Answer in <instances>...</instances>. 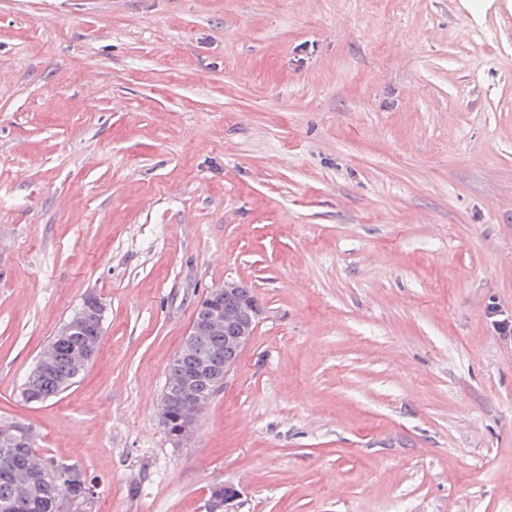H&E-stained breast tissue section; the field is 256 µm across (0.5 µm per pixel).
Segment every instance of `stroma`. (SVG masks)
Instances as JSON below:
<instances>
[{
  "mask_svg": "<svg viewBox=\"0 0 512 512\" xmlns=\"http://www.w3.org/2000/svg\"><path fill=\"white\" fill-rule=\"evenodd\" d=\"M263 315L176 446L199 301ZM97 354L22 384L88 294ZM512 0H0V422L79 512H512Z\"/></svg>",
  "mask_w": 512,
  "mask_h": 512,
  "instance_id": "stroma-1",
  "label": "stroma"
}]
</instances>
